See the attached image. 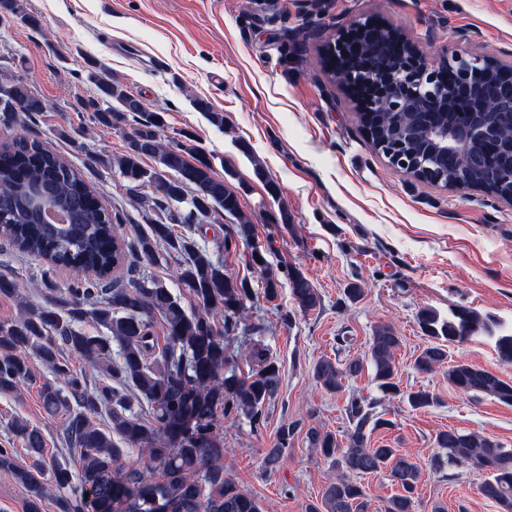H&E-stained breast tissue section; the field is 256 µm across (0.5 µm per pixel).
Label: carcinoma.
Wrapping results in <instances>:
<instances>
[{
	"label": "carcinoma",
	"instance_id": "1",
	"mask_svg": "<svg viewBox=\"0 0 512 512\" xmlns=\"http://www.w3.org/2000/svg\"><path fill=\"white\" fill-rule=\"evenodd\" d=\"M0 8L30 24L36 20L21 0H0ZM99 98L81 103L90 120L104 127H117L127 114L144 111L139 99L123 86L104 80L94 72ZM0 100L25 114L47 110V104L31 90L28 81L0 69ZM429 120L444 126L456 119L451 112L425 117L402 112L378 115L380 137L389 139L396 128ZM157 166L146 168L143 158ZM127 190L137 191L154 180L175 179V196L151 200L144 215L147 229L135 238V251L151 263L180 257L178 284L200 304L189 311L181 298L162 281L140 276L121 283L114 277L130 268L129 247L118 233L125 215L104 206L78 170L36 137L22 132L0 147V237L27 256L42 258L52 268L65 269L74 280L59 298L24 309L16 320L0 324V394L8 395L33 376L31 359L41 362L52 375L41 386L46 411L63 420V444L77 455L71 470L43 454L41 430L20 418L6 422L8 430L24 445L29 464L15 463L13 448H0V469L13 473L26 491L25 512H42L44 501L56 493L63 512H263L257 498L241 490L224 475V437L218 418L260 423L262 411L275 400L282 383L281 363L260 341L249 353V372L241 377L224 370L229 359L224 332L237 326L232 321L252 296L246 279L224 272V262L193 237L175 230L160 215L184 203L194 211L205 205L219 207L237 219L234 234L216 243L219 252L249 241L254 234L250 217L239 208L235 191L218 177L213 166L197 148L184 143H165L155 131H138L129 137L126 153L116 159ZM254 174L272 198L278 185L268 177L263 164L253 159ZM462 170L461 163L439 166L429 182L444 188L448 178ZM37 185L42 195L64 207L67 223L75 237L54 240L46 236L39 214L30 204V189ZM253 269L259 271L265 297L277 298L282 281L304 312L321 305V296L297 268L273 270L259 247L251 253ZM224 312V331L216 327L213 314ZM160 320L164 343L158 344L153 323ZM422 333L429 339L414 361V368L433 373L448 359V347L490 335L499 362L512 365V331L493 334L492 321L474 310L459 306L442 319L423 307L416 314ZM92 322L102 334L83 331ZM400 337L389 325L374 330L368 347L373 381L385 396L407 397L410 407L425 409L437 404L427 389L401 393L397 380L395 351ZM77 355L92 364L97 379L91 381L75 370L69 356ZM364 369L353 359L339 364L329 358L318 360L313 378L324 390L337 393L347 378ZM448 383L463 394L486 396L512 405V382L464 361L448 366ZM145 404L144 413L134 410L132 398ZM378 402L363 396L349 397L346 415L349 429L342 437L310 427L309 447L336 469L325 487L321 505L308 512H370L364 486L356 478L385 472L400 488L383 506V512H415V493L421 479L419 464L387 445H371V434L390 428L393 421L376 411ZM102 416L100 425L94 418ZM298 424L283 425L274 447L265 451L268 473L277 471L297 432ZM435 442L444 455L431 467L437 471L459 464L486 473L480 485L484 498L512 512V448L475 431L448 428ZM144 455L145 467L129 468L123 463L128 449Z\"/></svg>",
	"mask_w": 512,
	"mask_h": 512
}]
</instances>
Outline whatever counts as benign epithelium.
Listing matches in <instances>:
<instances>
[{"mask_svg": "<svg viewBox=\"0 0 512 512\" xmlns=\"http://www.w3.org/2000/svg\"><path fill=\"white\" fill-rule=\"evenodd\" d=\"M396 47L391 62L378 68L354 72L342 64L350 56H361L377 48L385 35ZM327 51L336 57L333 74L346 90L355 93L358 111L438 112L459 115L474 112L490 114L483 121L464 120L439 127L427 124L434 154L445 159L463 156L469 167L483 175L478 190L487 196L512 204V192L504 185L512 181V59L467 57L455 54L441 66L428 62L417 44L371 18L349 28L336 27L327 41ZM473 140L490 146L483 152L469 151ZM389 165L407 172L403 141L384 149Z\"/></svg>", "mask_w": 512, "mask_h": 512, "instance_id": "1", "label": "benign epithelium"}]
</instances>
